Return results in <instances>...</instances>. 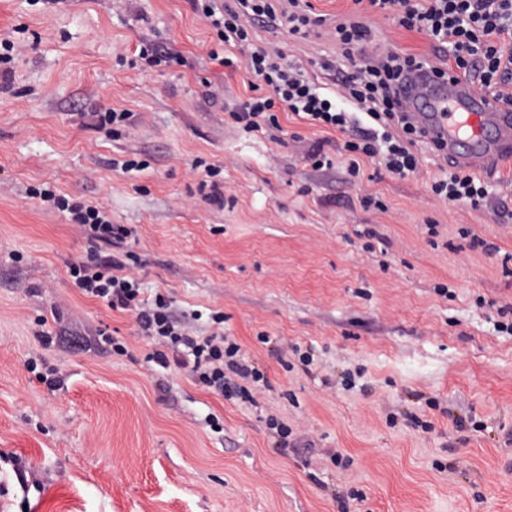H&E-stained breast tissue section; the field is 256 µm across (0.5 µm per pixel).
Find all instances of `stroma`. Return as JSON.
<instances>
[{"label": "stroma", "mask_w": 512, "mask_h": 512, "mask_svg": "<svg viewBox=\"0 0 512 512\" xmlns=\"http://www.w3.org/2000/svg\"><path fill=\"white\" fill-rule=\"evenodd\" d=\"M310 2L327 20L308 38L251 31L318 80L344 20L373 47L433 53L367 0ZM5 40L0 512H512V335L494 328L512 305V160L484 173L474 207L432 192L450 164L421 142L418 174L364 158L354 179L350 132L284 114L243 131L244 62L209 59L224 45L194 0H0ZM144 46L180 60L147 67ZM112 109L130 114L116 135L97 120ZM319 148L333 168L307 162ZM198 158L220 167L222 199ZM128 159L148 166L124 172ZM42 188L131 237L87 239ZM128 252L143 299L168 296L196 337L223 312L268 386L227 399L149 361L134 313L68 273Z\"/></svg>", "instance_id": "obj_1"}]
</instances>
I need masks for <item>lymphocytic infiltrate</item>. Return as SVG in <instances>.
<instances>
[{
	"label": "lymphocytic infiltrate",
	"mask_w": 512,
	"mask_h": 512,
	"mask_svg": "<svg viewBox=\"0 0 512 512\" xmlns=\"http://www.w3.org/2000/svg\"><path fill=\"white\" fill-rule=\"evenodd\" d=\"M371 6L387 12L399 26L427 34L435 53L452 58L456 67L476 79L482 87H491L494 78L512 80V0H369ZM202 16L216 29L225 48L238 50L245 58V69L252 77L250 97L235 122L247 131L262 127H279V111L297 116L312 126L327 128L352 127L355 139L346 141L344 149L351 153L347 171L360 172L359 157L377 159L391 174L404 178L418 171L419 160L414 150L422 141V132L410 123L402 109L398 90L406 71L424 67V60L401 51L388 52L378 58L362 56L354 73L344 75L338 94L324 91L312 82L302 69L286 58L271 59L265 48L255 46L241 16H250L277 28L279 18L273 0H235L234 6L220 0H203ZM271 86L269 96L259 95L261 85ZM400 125L403 138H395L387 127ZM431 190L452 203L479 205L489 196L484 181L470 172L459 170L435 181ZM41 198L54 201L58 208L69 211L73 221L87 236L106 245L123 241L130 231L113 223L98 208L55 195L45 189ZM69 275L84 295L97 298L109 308L136 310L144 335L157 341L158 347L148 358L161 368L178 366L203 386L226 397L248 398L246 388L232 384L231 376L252 383H267V376L243 361L240 346L219 334L194 338L184 334L169 313L163 294H156L154 304L139 308L140 281L127 274L126 264L112 255L92 262H74Z\"/></svg>",
	"instance_id": "1"
}]
</instances>
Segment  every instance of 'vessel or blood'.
Segmentation results:
<instances>
[{"instance_id":"obj_1","label":"vessel or blood","mask_w":512,"mask_h":512,"mask_svg":"<svg viewBox=\"0 0 512 512\" xmlns=\"http://www.w3.org/2000/svg\"><path fill=\"white\" fill-rule=\"evenodd\" d=\"M403 88L410 120L428 139L443 142L457 167L488 172L512 155V109L471 79H439L430 70H415Z\"/></svg>"}]
</instances>
